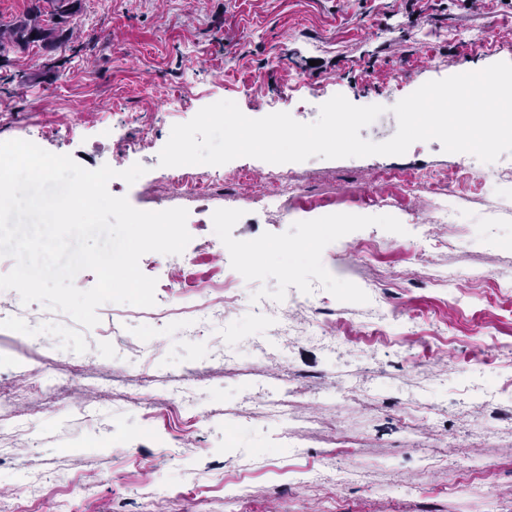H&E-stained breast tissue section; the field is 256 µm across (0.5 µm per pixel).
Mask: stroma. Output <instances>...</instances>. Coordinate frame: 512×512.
I'll return each instance as SVG.
<instances>
[{
  "label": "stroma",
  "mask_w": 512,
  "mask_h": 512,
  "mask_svg": "<svg viewBox=\"0 0 512 512\" xmlns=\"http://www.w3.org/2000/svg\"><path fill=\"white\" fill-rule=\"evenodd\" d=\"M81 55L44 67L13 55L25 83L0 84V141L86 169L145 167L119 193L142 211L182 207L196 263L142 256L156 308L106 303L108 336L0 291V506L10 512H512V211L467 178L475 156L417 142L401 156L291 164L304 197L255 202L267 162L194 201L166 185L173 125L234 101L248 117L317 120L344 95L386 111L361 129L397 130L391 111L424 83L512 62V0H82L67 22ZM134 113L138 123L125 124ZM144 137L126 155L123 140ZM406 169L462 199L433 224L434 198L381 184ZM239 251L198 249L199 224ZM261 244L253 264L241 248ZM459 276L435 285L434 274ZM229 283L202 336L188 275ZM311 290L321 315L257 320L253 305ZM319 318L335 343L307 335ZM361 475L336 482L335 446ZM490 471L469 475L471 460Z\"/></svg>",
  "instance_id": "1"
}]
</instances>
